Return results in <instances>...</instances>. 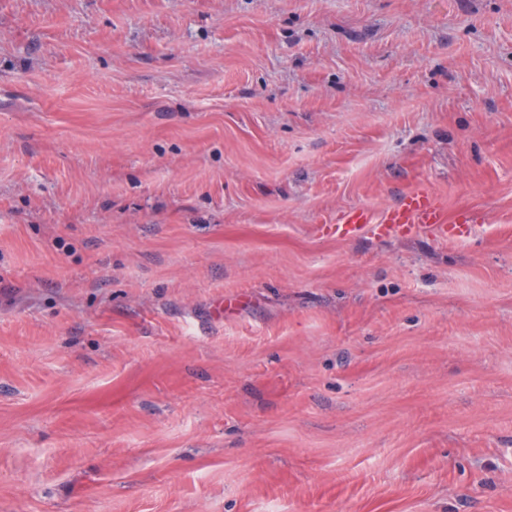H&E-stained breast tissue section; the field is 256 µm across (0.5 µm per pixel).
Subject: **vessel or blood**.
<instances>
[{"label": "vessel or blood", "instance_id": "b4317fda", "mask_svg": "<svg viewBox=\"0 0 512 512\" xmlns=\"http://www.w3.org/2000/svg\"><path fill=\"white\" fill-rule=\"evenodd\" d=\"M479 213L462 210L449 215L442 199L425 187H415L400 201L386 209L382 216H374L367 208H354L344 212L336 226L337 237L356 239L368 231L381 238L405 237L424 229L436 236L455 241L470 239L481 223Z\"/></svg>", "mask_w": 512, "mask_h": 512}]
</instances>
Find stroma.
<instances>
[{
    "mask_svg": "<svg viewBox=\"0 0 512 512\" xmlns=\"http://www.w3.org/2000/svg\"><path fill=\"white\" fill-rule=\"evenodd\" d=\"M0 512H512V0H0ZM447 222L448 210L442 199L428 188L414 187L379 219L369 208L347 210L336 224V237L353 240L363 231L381 238L405 237L424 229L444 239L466 241L475 234L482 217L477 212L461 210L451 224Z\"/></svg>",
    "mask_w": 512,
    "mask_h": 512,
    "instance_id": "obj_1",
    "label": "stroma"
}]
</instances>
